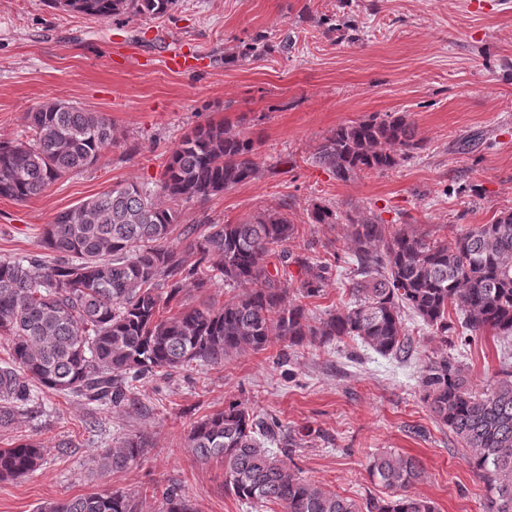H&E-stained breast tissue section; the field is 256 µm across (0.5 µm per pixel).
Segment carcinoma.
Wrapping results in <instances>:
<instances>
[{
    "instance_id": "obj_1",
    "label": "carcinoma",
    "mask_w": 512,
    "mask_h": 512,
    "mask_svg": "<svg viewBox=\"0 0 512 512\" xmlns=\"http://www.w3.org/2000/svg\"><path fill=\"white\" fill-rule=\"evenodd\" d=\"M71 10L102 20L164 16L177 0H68ZM28 135L0 142V197L25 202L50 184L95 164L116 144L112 123L100 112L71 104L42 105L26 113ZM421 148L402 114L373 115L339 126L314 153L341 181L359 172L392 169ZM255 140L222 123L197 126L172 149L156 184H116L59 212L37 237L38 251L0 260V428L32 412L40 394L72 397L91 412L120 407L137 383L163 371L224 363L233 354L287 347H328L344 339L401 358L411 349L405 317L460 345L490 333L512 341V211H502L451 241L432 240L408 224L392 230L374 213L340 215L326 204L308 212L312 224H346L355 263L344 308L311 323L307 299L324 295L333 264L288 250L299 233L278 209L238 224H180L181 207L258 178ZM185 245L172 246V238ZM279 267L268 269L269 258ZM300 269L296 283L280 267ZM216 280L240 288L222 305L183 299L192 286L203 293ZM421 400L464 447L469 465L487 483L485 512H512V363L493 383L473 389L464 364L441 352L425 367ZM274 419L244 401L203 415L186 447L199 462L224 465V488L256 509L282 512H436L432 501L410 492L423 476L413 457L392 453L369 462L372 480L386 490L355 500L304 479L277 458ZM147 453L145 440L128 435L98 457L120 471ZM43 448L21 442L0 448V480L36 470ZM39 512H140L130 495L115 490L50 501ZM162 512H194L172 487Z\"/></svg>"
}]
</instances>
